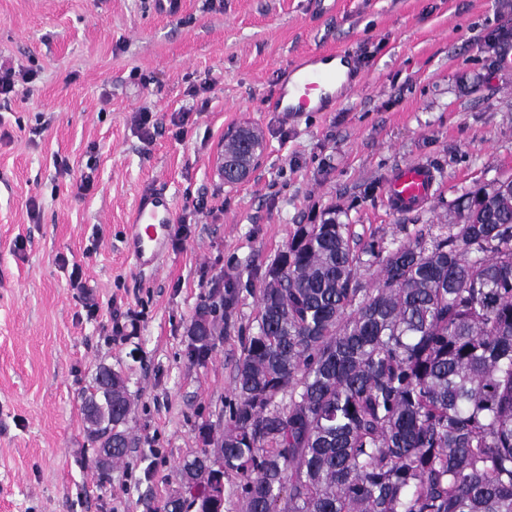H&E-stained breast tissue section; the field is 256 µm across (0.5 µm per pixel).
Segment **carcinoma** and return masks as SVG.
Instances as JSON below:
<instances>
[{"mask_svg": "<svg viewBox=\"0 0 512 512\" xmlns=\"http://www.w3.org/2000/svg\"><path fill=\"white\" fill-rule=\"evenodd\" d=\"M259 135L224 143V181L251 166ZM468 193L456 219L394 249L348 225L299 224L271 261L257 331L235 375L224 448L177 469L200 512L219 466L240 477L244 512H512V188ZM377 267L370 288L361 270ZM212 310L189 336L215 345ZM288 403H283V397ZM126 381L100 367L83 414L102 473L129 447Z\"/></svg>", "mask_w": 512, "mask_h": 512, "instance_id": "obj_1", "label": "carcinoma"}]
</instances>
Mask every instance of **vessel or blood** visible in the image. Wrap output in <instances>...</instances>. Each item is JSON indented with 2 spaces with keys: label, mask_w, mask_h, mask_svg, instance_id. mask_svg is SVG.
Instances as JSON below:
<instances>
[{
  "label": "vessel or blood",
  "mask_w": 512,
  "mask_h": 512,
  "mask_svg": "<svg viewBox=\"0 0 512 512\" xmlns=\"http://www.w3.org/2000/svg\"><path fill=\"white\" fill-rule=\"evenodd\" d=\"M359 74L349 51L317 52L288 69L266 102L271 112L297 115L328 112L336 104L335 90H354ZM433 173L420 162L403 165L394 173L387 196L391 208H405L427 202L434 193ZM173 204L161 190H149L140 199L127 239V252L142 270L155 269L165 255Z\"/></svg>",
  "instance_id": "b4317fda"
}]
</instances>
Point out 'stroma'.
I'll list each match as a JSON object with an SVG mask.
<instances>
[{
    "mask_svg": "<svg viewBox=\"0 0 512 512\" xmlns=\"http://www.w3.org/2000/svg\"><path fill=\"white\" fill-rule=\"evenodd\" d=\"M328 47L352 53L357 88L295 121L266 111L280 70ZM0 60L34 76L0 105V512H159L201 429L224 433L262 274L297 225L393 248L512 176V0H0ZM242 126L264 149L228 184ZM413 161L435 195L393 211L386 186ZM155 187L174 218L150 272L125 239ZM205 304L216 345L199 359ZM103 365L132 403L130 452L105 474L83 415ZM211 313L212 309L204 306L190 327L189 336L198 352L207 351L215 345L214 323L209 319Z\"/></svg>",
    "mask_w": 512,
    "mask_h": 512,
    "instance_id": "35a3bbf8",
    "label": "stroma"
}]
</instances>
